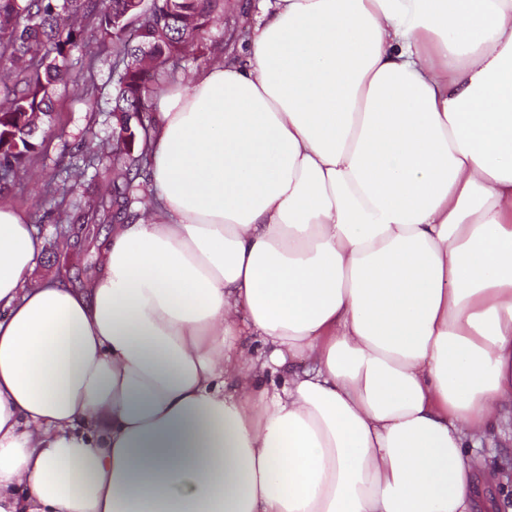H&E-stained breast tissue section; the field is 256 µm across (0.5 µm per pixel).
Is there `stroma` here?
<instances>
[{"mask_svg": "<svg viewBox=\"0 0 512 512\" xmlns=\"http://www.w3.org/2000/svg\"><path fill=\"white\" fill-rule=\"evenodd\" d=\"M247 2L225 0L223 22L212 27L199 48L188 53L177 66L168 68V78H186L192 72L213 65L217 56L215 44H223L228 52L236 50L234 33L243 25ZM67 66L69 79L52 94V119L41 137V147L12 185L0 191V203H10L28 213L43 238L44 257L36 271L40 280L73 277L76 268L85 266L91 259L84 247L70 241V226L61 219L54 200L45 196V184L71 163L78 144L108 146L112 143L113 118L107 102L114 83L111 55L102 53L91 67L84 54L77 51L69 57ZM91 83L101 87L105 96L99 111L93 113L88 111L80 95L85 85Z\"/></svg>", "mask_w": 512, "mask_h": 512, "instance_id": "stroma-1", "label": "stroma"}]
</instances>
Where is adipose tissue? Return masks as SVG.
I'll return each instance as SVG.
<instances>
[{"mask_svg": "<svg viewBox=\"0 0 512 512\" xmlns=\"http://www.w3.org/2000/svg\"><path fill=\"white\" fill-rule=\"evenodd\" d=\"M84 286L0 205V512H494L512 0H256ZM258 347L247 345V338ZM312 362L282 384L286 358Z\"/></svg>", "mask_w": 512, "mask_h": 512, "instance_id": "adipose-tissue-1", "label": "adipose tissue"}]
</instances>
